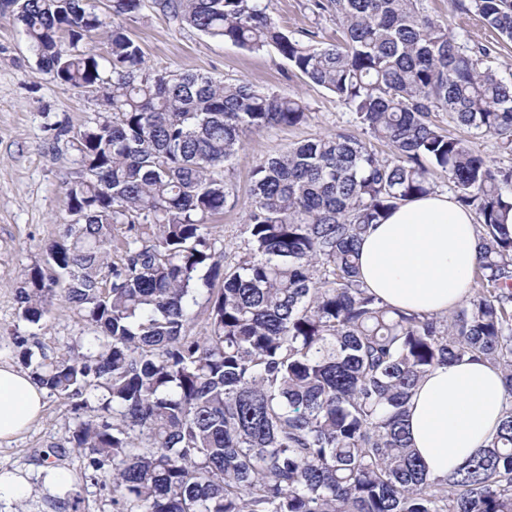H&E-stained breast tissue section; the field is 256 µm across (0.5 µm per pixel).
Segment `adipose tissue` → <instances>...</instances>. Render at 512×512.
<instances>
[{"mask_svg": "<svg viewBox=\"0 0 512 512\" xmlns=\"http://www.w3.org/2000/svg\"><path fill=\"white\" fill-rule=\"evenodd\" d=\"M474 213L436 191L391 210L359 251L364 285L391 306L445 314L468 294L479 257ZM45 391L0 364V442L23 432L44 409ZM507 394L499 369L466 360L440 366L417 386L407 419L430 475L444 477L478 451L502 418Z\"/></svg>", "mask_w": 512, "mask_h": 512, "instance_id": "adipose-tissue-1", "label": "adipose tissue"}]
</instances>
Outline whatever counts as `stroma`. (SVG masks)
I'll return each instance as SVG.
<instances>
[{
    "instance_id": "obj_1",
    "label": "stroma",
    "mask_w": 512,
    "mask_h": 512,
    "mask_svg": "<svg viewBox=\"0 0 512 512\" xmlns=\"http://www.w3.org/2000/svg\"><path fill=\"white\" fill-rule=\"evenodd\" d=\"M308 0H272L276 22L290 36L316 35L320 45L340 42L335 17L317 15ZM428 11L449 25L458 42L492 46L487 66L512 74V43L497 41L476 24L459 25L449 0H425ZM129 35L141 46L145 65L153 72L207 73L234 83L251 82L263 92L295 95L307 106L296 126L273 125L248 133L238 158L226 169L234 194L213 223V234L227 258H234L244 239L247 197L254 166L302 140L336 133L359 139L367 134L352 109L328 90L314 86L275 50L252 52L210 38L152 8L126 21ZM99 106L91 92L59 85L38 69L36 58L15 11L0 8V363L17 365V343L46 353L91 335L78 311L54 300L45 318L28 324L19 315L16 290L25 273L42 264L45 247L56 240L68 221L65 192L78 166L74 136L96 118ZM70 130L57 137V126ZM88 406L75 410L71 400L46 395L41 418L11 444L0 445V470L9 469L36 483L42 465L52 463L72 476L70 496L59 498L42 490L17 504V512H112L111 481L93 473L71 446L81 419L96 415V393H86Z\"/></svg>"
}]
</instances>
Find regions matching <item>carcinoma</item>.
Here are the masks:
<instances>
[{
  "mask_svg": "<svg viewBox=\"0 0 512 512\" xmlns=\"http://www.w3.org/2000/svg\"><path fill=\"white\" fill-rule=\"evenodd\" d=\"M272 0H151L213 39L274 48L348 104L391 157L338 133L252 171L243 255L225 261L210 220L247 133L295 126L303 101L204 73L155 74L124 21L145 0H0L40 70L99 95L106 116L76 137L79 170L44 265L25 274L20 317L60 297L94 335L53 356L17 343L49 393H100L71 443L109 472L113 512H512V167L494 166L431 120L498 136L512 151V81L459 45L424 0H310L343 42L288 36ZM512 41V0H454ZM105 34L104 51L84 48ZM448 177L476 216L473 294L447 316L395 308L359 278L358 244L397 205ZM122 249L107 262L112 243ZM203 332L194 333L199 317ZM483 360L509 403L484 449L431 477L405 425L438 365Z\"/></svg>",
  "mask_w": 512,
  "mask_h": 512,
  "instance_id": "cac0c4a2",
  "label": "carcinoma"
}]
</instances>
